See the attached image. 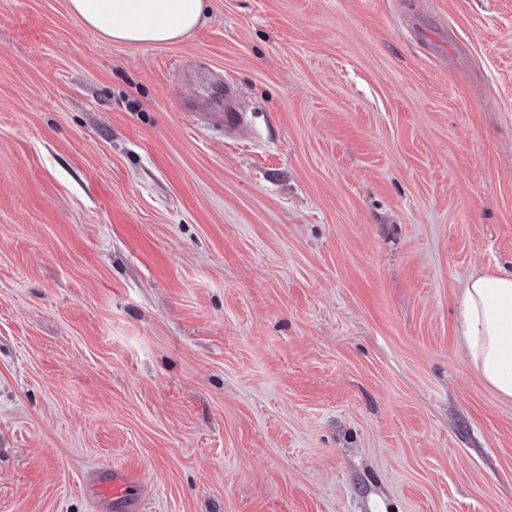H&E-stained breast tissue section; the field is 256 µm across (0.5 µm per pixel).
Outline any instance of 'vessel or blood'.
Here are the masks:
<instances>
[{"label":"vessel or blood","mask_w":512,"mask_h":512,"mask_svg":"<svg viewBox=\"0 0 512 512\" xmlns=\"http://www.w3.org/2000/svg\"><path fill=\"white\" fill-rule=\"evenodd\" d=\"M85 485L99 512H144L146 490L136 470L98 469L87 474Z\"/></svg>","instance_id":"b4317fda"}]
</instances>
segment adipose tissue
<instances>
[{
	"mask_svg": "<svg viewBox=\"0 0 512 512\" xmlns=\"http://www.w3.org/2000/svg\"><path fill=\"white\" fill-rule=\"evenodd\" d=\"M205 0H68L70 11L100 35L129 44H165L201 21ZM458 334L472 365L512 398V269L478 272L462 292Z\"/></svg>",
	"mask_w": 512,
	"mask_h": 512,
	"instance_id": "ef3b65f1",
	"label": "adipose tissue"
}]
</instances>
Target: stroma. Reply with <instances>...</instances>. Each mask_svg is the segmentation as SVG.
<instances>
[{
  "instance_id": "stroma-1",
  "label": "stroma",
  "mask_w": 512,
  "mask_h": 512,
  "mask_svg": "<svg viewBox=\"0 0 512 512\" xmlns=\"http://www.w3.org/2000/svg\"><path fill=\"white\" fill-rule=\"evenodd\" d=\"M511 264L512 0H207L161 45L0 0V512H97L102 467L147 512H512L457 333ZM85 485L95 497L100 512L121 510L119 512L146 511V490L134 469H97L87 474Z\"/></svg>"
}]
</instances>
